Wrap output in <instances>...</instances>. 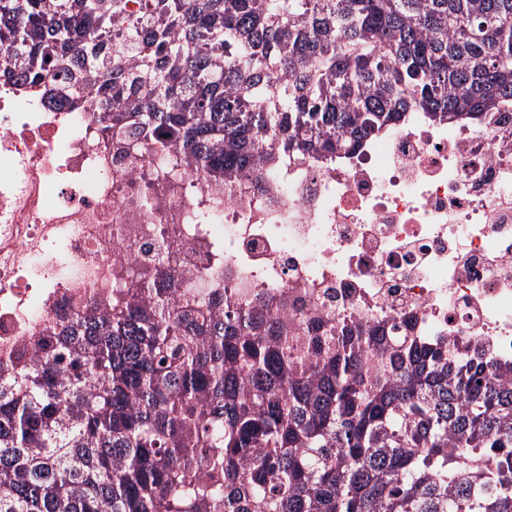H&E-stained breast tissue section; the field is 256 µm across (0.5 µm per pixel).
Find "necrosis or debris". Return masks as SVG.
I'll list each match as a JSON object with an SVG mask.
<instances>
[{
  "instance_id": "4bbe7bcc",
  "label": "necrosis or debris",
  "mask_w": 512,
  "mask_h": 512,
  "mask_svg": "<svg viewBox=\"0 0 512 512\" xmlns=\"http://www.w3.org/2000/svg\"><path fill=\"white\" fill-rule=\"evenodd\" d=\"M153 138L0 76V360L160 266L288 324L409 323L512 364V105L407 113L323 165L159 177Z\"/></svg>"
}]
</instances>
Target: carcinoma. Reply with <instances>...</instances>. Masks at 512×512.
I'll return each instance as SVG.
<instances>
[{"instance_id":"cac0c4a2","label":"carcinoma","mask_w":512,"mask_h":512,"mask_svg":"<svg viewBox=\"0 0 512 512\" xmlns=\"http://www.w3.org/2000/svg\"><path fill=\"white\" fill-rule=\"evenodd\" d=\"M0 0L20 92L232 181L512 101V0ZM177 274L0 364V512H512V368L405 323L288 330Z\"/></svg>"}]
</instances>
